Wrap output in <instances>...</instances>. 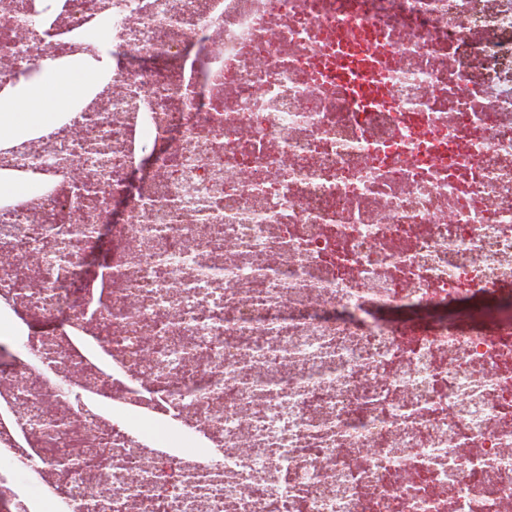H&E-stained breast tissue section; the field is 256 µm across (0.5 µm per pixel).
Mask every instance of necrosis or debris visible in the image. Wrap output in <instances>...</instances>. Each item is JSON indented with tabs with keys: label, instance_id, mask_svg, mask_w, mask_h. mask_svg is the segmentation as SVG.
<instances>
[{
	"label": "necrosis or debris",
	"instance_id": "necrosis-or-debris-1",
	"mask_svg": "<svg viewBox=\"0 0 512 512\" xmlns=\"http://www.w3.org/2000/svg\"><path fill=\"white\" fill-rule=\"evenodd\" d=\"M48 68L0 512H512V0H0Z\"/></svg>",
	"mask_w": 512,
	"mask_h": 512
}]
</instances>
